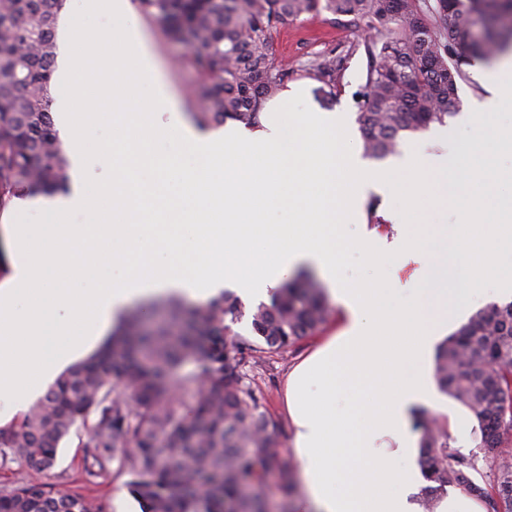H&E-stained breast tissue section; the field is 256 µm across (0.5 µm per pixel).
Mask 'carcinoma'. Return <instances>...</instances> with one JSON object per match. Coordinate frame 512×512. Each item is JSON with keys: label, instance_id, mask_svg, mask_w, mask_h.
<instances>
[{"label": "carcinoma", "instance_id": "1", "mask_svg": "<svg viewBox=\"0 0 512 512\" xmlns=\"http://www.w3.org/2000/svg\"><path fill=\"white\" fill-rule=\"evenodd\" d=\"M66 0H0V215L14 199L66 193L68 156L50 113L55 33ZM140 9L190 40L199 73L201 129L230 120L261 127V110L292 72L271 51L273 33L303 15L345 16L367 34L341 55L316 56L308 71L328 98L347 60L364 49V83L355 94L366 157L382 161L400 141L443 124L457 105L461 60L489 61L512 40V0H138ZM332 307L313 271L284 281L269 303L246 310L226 290L183 307L150 299L128 311L101 348L62 374L13 423L0 426V464L21 460L49 473L61 441L74 434L92 459L86 473L116 461L143 512H280L294 492L292 455L252 387L248 371L317 334ZM250 320V332L236 325ZM192 369L185 372L184 366ZM438 389L477 422L493 475L481 485L475 462L451 445L447 429L423 409L422 501L435 512L446 486L465 489L491 512H512V454L497 451L512 434V302L474 312L439 348ZM0 512H96L52 483L0 489Z\"/></svg>", "mask_w": 512, "mask_h": 512}]
</instances>
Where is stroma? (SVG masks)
<instances>
[{"mask_svg":"<svg viewBox=\"0 0 512 512\" xmlns=\"http://www.w3.org/2000/svg\"><path fill=\"white\" fill-rule=\"evenodd\" d=\"M127 2V12L89 16L83 12L79 0H67L56 30L58 55H66L71 48L67 32L72 25L79 28L95 27L111 38L126 42L138 41L147 48L179 110L188 114L197 111L198 106L191 92L198 86L199 76L195 69L183 62L188 52L186 43L171 34L159 21L143 14L137 0ZM358 38L359 34L348 18L328 13L316 17L306 15L280 27L272 42V52L278 60L294 68L291 84L302 83L308 89L307 99L289 102L290 111L338 110L355 115L353 96L363 81L366 67L363 53H355L349 58L340 92L332 99L318 94V81L302 72L301 66L321 52L345 50ZM461 69L464 73L458 91L461 106L458 113L447 120V140H440L436 129L432 128L405 137L400 145L401 150L415 148L429 155L452 154L460 148L470 147L481 153H490L496 170L503 173L512 169V151H489L481 139L480 130L471 123L470 116L479 111L486 92L470 75L469 64H462ZM376 202L380 223L372 224L363 218L347 225L346 232L357 246L345 254L337 267V276L346 284L368 283L387 289L388 301L403 307L410 303L415 288L420 287L428 271L427 254L402 250L396 259L376 261L360 248V241L372 233L378 237L381 248L386 249L401 233L424 240H440L447 228L457 223L459 210L453 201L429 195L420 201L414 221L400 226L392 215L402 204L401 194L394 192L380 196ZM333 331V326H326L323 334L300 340L288 353L272 357L251 373L254 387L262 393L264 403L277 424L278 441L283 450H290L292 444V427L285 403L288 374L314 350L323 335L332 334ZM86 454V448L79 446L77 437L64 440L58 450L56 465L48 477L49 482L92 500L98 512H138L139 504L126 485V474L113 463L99 476L87 477L84 473Z\"/></svg>","mask_w":512,"mask_h":512,"instance_id":"stroma-1","label":"stroma"}]
</instances>
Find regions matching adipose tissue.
I'll list each match as a JSON object with an SVG mask.
<instances>
[{
	"mask_svg": "<svg viewBox=\"0 0 512 512\" xmlns=\"http://www.w3.org/2000/svg\"><path fill=\"white\" fill-rule=\"evenodd\" d=\"M70 36L79 49L61 64V82L92 90L83 108L69 96L55 105L75 188L20 202L53 223L7 227L12 262L0 281V405L22 409L34 388L52 382L86 340L107 335L136 301L156 294L202 301L229 283L265 297L288 270L310 263L339 323L288 376L292 455L303 487L297 512H423L412 424L420 410L440 407L430 358L478 279H492L493 299L512 300V271L496 267L500 248L512 245V200L488 207L490 174L471 149L425 157L410 149L393 165L369 163L345 114L289 111L299 88L248 137L230 126L205 133L176 112L168 125L154 126L149 110L135 105L134 87L150 81L162 101L170 95L144 49H106L105 37L91 29ZM472 73L493 91L473 120L486 142L507 146L512 127L497 128L486 117L512 97V58L494 70L473 63ZM103 119L116 135L89 149ZM163 134L198 151L197 165L155 155L152 144ZM93 160L110 165L113 178L89 190L81 176ZM145 169L152 178L140 179ZM397 187L402 224L429 191L459 203L460 222L447 242L429 248L403 239L404 248L431 255L420 293L405 309L382 300L377 288L336 277L353 246L346 224L369 192ZM272 209L280 223L264 222ZM73 211L86 223H62ZM114 267L124 268L122 278L108 276ZM77 280L84 288L74 289ZM62 309L67 317H59Z\"/></svg>",
	"mask_w": 512,
	"mask_h": 512,
	"instance_id": "ef3b65f1",
	"label": "adipose tissue"
}]
</instances>
